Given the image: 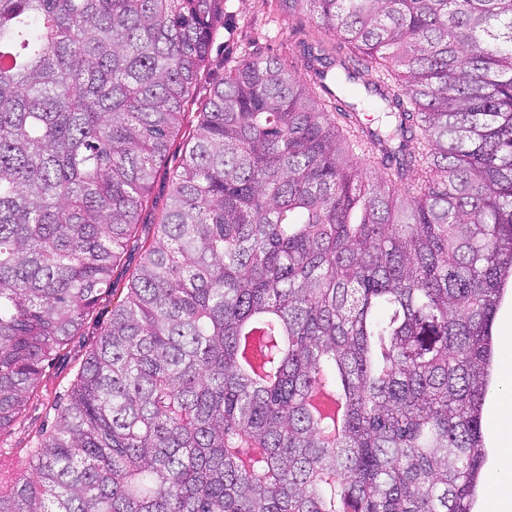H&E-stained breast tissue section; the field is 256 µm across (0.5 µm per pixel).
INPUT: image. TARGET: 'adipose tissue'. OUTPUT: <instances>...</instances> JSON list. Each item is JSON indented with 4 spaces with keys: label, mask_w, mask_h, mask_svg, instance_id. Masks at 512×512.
I'll return each mask as SVG.
<instances>
[{
    "label": "adipose tissue",
    "mask_w": 512,
    "mask_h": 512,
    "mask_svg": "<svg viewBox=\"0 0 512 512\" xmlns=\"http://www.w3.org/2000/svg\"><path fill=\"white\" fill-rule=\"evenodd\" d=\"M503 376L508 392L500 410L492 419L499 434L500 466L492 479L489 512H512V347L502 352Z\"/></svg>",
    "instance_id": "ef3b65f1"
}]
</instances>
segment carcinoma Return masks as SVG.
I'll return each instance as SVG.
<instances>
[{"label": "carcinoma", "instance_id": "cac0c4a2", "mask_svg": "<svg viewBox=\"0 0 512 512\" xmlns=\"http://www.w3.org/2000/svg\"><path fill=\"white\" fill-rule=\"evenodd\" d=\"M279 2L313 85L245 55L200 101L224 0H0V433L141 252L0 512H473L512 0ZM169 194V182L162 173L156 178L149 203L141 215V223L153 224L166 207ZM140 261V253L133 248H128L119 265L112 270L113 288H123L125 286L129 272L132 271ZM121 289L119 292H121Z\"/></svg>", "mask_w": 512, "mask_h": 512}]
</instances>
